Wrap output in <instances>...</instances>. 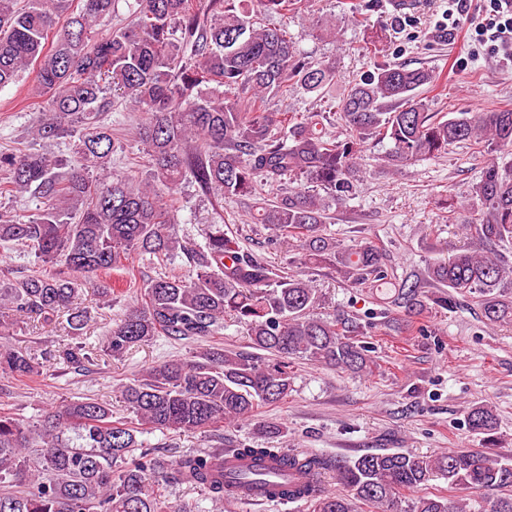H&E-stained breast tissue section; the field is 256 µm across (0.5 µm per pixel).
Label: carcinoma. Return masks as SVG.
<instances>
[{
  "instance_id": "cac0c4a2",
  "label": "carcinoma",
  "mask_w": 512,
  "mask_h": 512,
  "mask_svg": "<svg viewBox=\"0 0 512 512\" xmlns=\"http://www.w3.org/2000/svg\"><path fill=\"white\" fill-rule=\"evenodd\" d=\"M0 0V88L36 67L31 91L40 99L34 143L0 153L7 181L0 195L28 197L33 210L0 209V244L16 245L60 266L55 275L11 279L0 269V379L37 375L44 363L13 348L7 338L36 317L45 323L69 312L75 336L87 323L76 303L78 282L91 275L127 271L135 262L165 265L186 256L185 274L160 275L143 284L140 299L113 326L105 353L123 356L159 336L205 339L229 317L245 328L251 347L267 356L214 347L202 356L155 366L123 385L120 398L137 425L113 418L103 401H64L28 425L0 412V512H187L166 499V488L186 476L220 504L239 494L252 472L224 476V458L188 452L174 464L142 449L144 432L211 431L225 420L250 421L253 434L282 437L284 428L258 421L263 404L292 390V363L313 361L354 373L373 362L356 337V321L313 314L321 295L311 278L283 272L240 249L216 227L202 244L179 237L173 204L178 185L192 180L215 208L224 197L254 201L259 223L299 243L305 267L330 268L344 281L371 285L375 294L418 316L427 288L479 295L491 325H512V265L501 248L512 245V167L485 162L470 203L452 208L453 221L475 234L464 247L430 264L425 278L389 276L376 246L342 247L324 233L329 206L312 193L327 191L343 206L355 194L367 142L388 143L384 166L399 171L420 159L439 158L457 144L491 155L512 151V108L429 111L419 96L438 84L429 68L391 62L352 81L339 99L341 134L327 111H271V96L299 89L321 100L331 96L336 63L304 56L299 37L269 28L254 15L299 13L307 0H135L128 23L110 26L115 0ZM64 21L51 46L48 33ZM145 115L134 132L147 166L139 177L110 172L121 141L103 114L115 101ZM64 141L67 157L37 148ZM301 185L270 203L260 180ZM468 428L488 446L497 429L485 404L468 413ZM255 461L272 459L288 476L285 502L305 501L312 512H398L406 493L434 477L450 488H512V461L481 450L437 456L413 452L365 453L348 462L281 447L234 449ZM329 473L343 485L332 493L312 478ZM408 512H512V496L461 504L444 496L416 499Z\"/></svg>"
}]
</instances>
